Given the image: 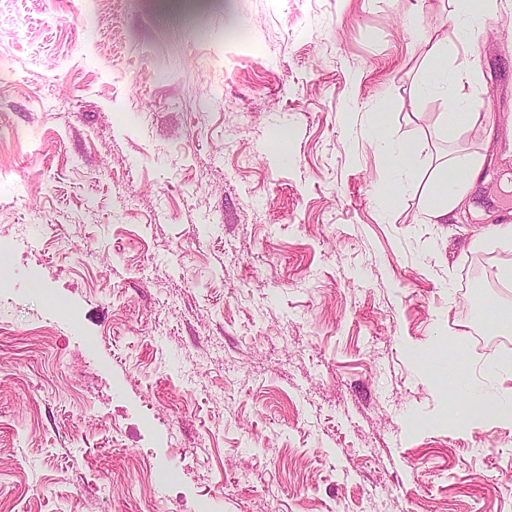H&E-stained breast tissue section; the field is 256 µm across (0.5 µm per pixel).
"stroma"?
<instances>
[{
    "label": "stroma",
    "instance_id": "1",
    "mask_svg": "<svg viewBox=\"0 0 512 512\" xmlns=\"http://www.w3.org/2000/svg\"><path fill=\"white\" fill-rule=\"evenodd\" d=\"M456 8L0 0V512H512V426L448 418L507 386L512 0ZM430 35L493 135L442 132ZM452 145L490 162L428 224Z\"/></svg>",
    "mask_w": 512,
    "mask_h": 512
}]
</instances>
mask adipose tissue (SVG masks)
Masks as SVG:
<instances>
[{"label": "adipose tissue", "instance_id": "ef3b65f1", "mask_svg": "<svg viewBox=\"0 0 512 512\" xmlns=\"http://www.w3.org/2000/svg\"><path fill=\"white\" fill-rule=\"evenodd\" d=\"M426 83L433 88H450L455 100L451 112L445 113L446 127L458 130L474 126L490 127V116L475 106L471 86L479 71V61L464 54L456 69L447 65L448 46L444 40L431 43ZM486 156L477 151L456 148L449 151L446 162L439 166L430 181L425 197L424 214L433 224H445L457 217L470 185L483 170ZM454 417L467 424H512V397L475 398L458 408Z\"/></svg>", "mask_w": 512, "mask_h": 512}]
</instances>
